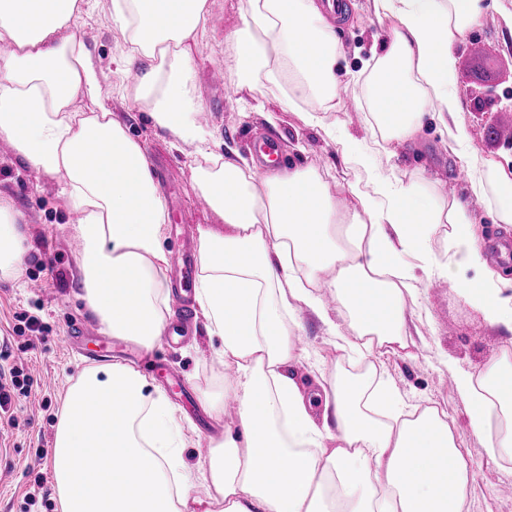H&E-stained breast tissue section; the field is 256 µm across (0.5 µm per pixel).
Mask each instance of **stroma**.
Instances as JSON below:
<instances>
[{"label": "stroma", "mask_w": 512, "mask_h": 512, "mask_svg": "<svg viewBox=\"0 0 512 512\" xmlns=\"http://www.w3.org/2000/svg\"><path fill=\"white\" fill-rule=\"evenodd\" d=\"M348 8L335 23L342 45L341 67L358 72L356 80L341 79L333 111L325 113V125L336 129L328 136L324 127L307 125L298 109L289 107L287 89L272 86L239 88L234 61L224 48V37L240 26L243 0H208L209 25L193 48L192 95L209 117L202 126L208 132L209 152L227 158L241 157L252 167L262 159L255 146L278 142L280 165H309L326 176V191L338 203L351 198L353 184L366 176L345 164L343 138L349 137L374 159L379 176L409 181L423 178L439 189V202H469L484 266L449 271V286H438L423 269L414 271V290L407 299L409 346L373 359L377 380L394 389L406 409L436 405L444 409L459 432L462 451L473 473L467 490L469 512H512V462L493 463L483 435L470 426L469 406L449 377L461 372L480 375L504 354H512V332L484 321L462 297L458 285L476 282L485 273L512 281V258L496 254L494 243L512 242V224H495L486 204L474 201L469 182L457 175L465 158L499 166L512 172V138L492 137L491 132L512 128V110L490 103V94L512 91V27L495 9H488L479 26L467 31L453 48L454 91L461 110L454 124L465 133L457 144L426 121L417 141L394 144L389 150L377 145L371 124L367 81L362 73L389 36L388 22L379 21L372 0H347ZM112 0H90V6L72 31L84 43L103 86L124 84L109 94L107 106L145 151L168 205L169 219L164 245L168 252L195 250L198 225L223 228L211 207L199 203L195 170L204 164L197 145L174 144L171 134L152 125L148 110L130 85L122 65L126 35L112 18ZM0 194L11 197L22 212L24 254L16 274L0 273V336L19 345L13 328L20 313L38 310L46 327L33 339L34 347L21 360L34 379L32 392L15 412V424L0 420V512H58L51 473V451L56 426L68 387L82 371L115 362L139 369L152 387L160 389L181 409L188 463L208 459L226 425L235 423L238 400L232 375L213 353L217 338L208 335L201 316H194L187 335L176 341L161 340L142 351L135 342L109 336L86 309L80 297L77 264L82 243L76 236L73 212L65 203L59 180L26 165L10 144L0 145ZM81 321L88 337L66 346L68 326ZM303 347L297 371L301 376L333 379L349 373L352 365L337 351L326 325L308 309H301ZM216 396L224 405L223 422L205 416L202 394ZM44 476L45 495L35 502L26 496L36 476Z\"/></svg>", "instance_id": "35a3bbf8"}]
</instances>
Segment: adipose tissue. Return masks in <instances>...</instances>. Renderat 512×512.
<instances>
[{"instance_id":"adipose-tissue-1","label":"adipose tissue","mask_w":512,"mask_h":512,"mask_svg":"<svg viewBox=\"0 0 512 512\" xmlns=\"http://www.w3.org/2000/svg\"><path fill=\"white\" fill-rule=\"evenodd\" d=\"M88 0H0V139L29 166L64 185L80 213L81 298L103 330L152 349L167 325V208L142 146L113 118L106 92L76 37H61ZM390 35L369 79L371 116L384 144L411 143L424 116L447 123L455 42L478 25L482 0H372ZM207 0H113L128 32L126 66L138 67L136 95L152 123L178 141L203 143L188 92L192 46L206 32ZM225 43L238 87L288 86L289 102L316 100L303 119L324 123L339 82V38L319 0H246L243 22ZM87 102L75 111L76 101ZM254 175L215 156L197 188L224 219L198 227L200 274L194 300L225 371L234 376L237 423L221 454L199 464L216 495L193 496L185 481L183 427L161 391L138 369H85L63 404L52 448L59 512H467L471 469L447 414L408 411L375 380L368 360L407 348L406 300L414 268L447 272L479 264L466 205L442 210L419 182L373 179L340 212L312 167H269L264 193ZM471 191L495 220L512 224V176L474 169ZM22 214L0 195V271L22 264ZM450 226L452 264L429 248ZM328 286L353 336L335 347L363 369L321 388L301 382L296 316L328 320L314 286ZM465 301L493 325L512 329V288L485 277L464 284ZM470 425L486 434L492 461L512 460V362L481 378L458 375ZM497 431H490L491 422Z\"/></svg>"}]
</instances>
